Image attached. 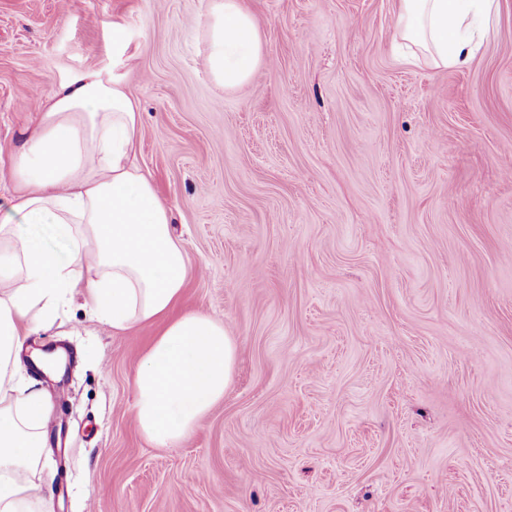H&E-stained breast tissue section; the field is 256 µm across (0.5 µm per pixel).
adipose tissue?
Instances as JSON below:
<instances>
[{"mask_svg":"<svg viewBox=\"0 0 512 512\" xmlns=\"http://www.w3.org/2000/svg\"><path fill=\"white\" fill-rule=\"evenodd\" d=\"M498 12L499 0H398L394 38L432 67H462ZM200 40L220 92L249 84L264 63L245 0H205ZM141 128L118 76L81 71L41 102L11 159V206L0 217V512H39L43 501L36 477L50 410L19 351L72 296L112 331L155 326L133 381L134 424L154 447L189 437L233 380L238 345L223 321L178 308L185 254L136 161ZM25 224L63 226L66 252L23 235Z\"/></svg>","mask_w":512,"mask_h":512,"instance_id":"obj_1","label":"adipose tissue"}]
</instances>
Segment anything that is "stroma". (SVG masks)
<instances>
[{"label": "stroma", "instance_id": "1", "mask_svg": "<svg viewBox=\"0 0 512 512\" xmlns=\"http://www.w3.org/2000/svg\"><path fill=\"white\" fill-rule=\"evenodd\" d=\"M396 3L246 0L265 61L223 94L205 0H0V216L39 104L119 75L182 306L238 342L223 400L155 448L132 388L154 327L65 305L26 343L71 360L61 387L25 370L55 425L46 512H512V0L462 69L398 50Z\"/></svg>", "mask_w": 512, "mask_h": 512}]
</instances>
